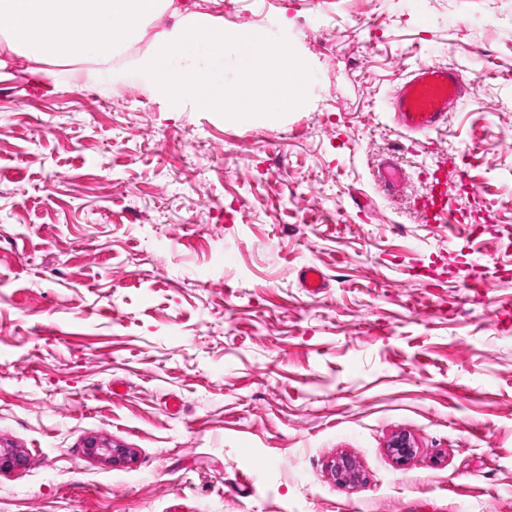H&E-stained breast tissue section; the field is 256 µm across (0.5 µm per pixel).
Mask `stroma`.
<instances>
[{
  "label": "stroma",
  "mask_w": 512,
  "mask_h": 512,
  "mask_svg": "<svg viewBox=\"0 0 512 512\" xmlns=\"http://www.w3.org/2000/svg\"><path fill=\"white\" fill-rule=\"evenodd\" d=\"M175 2L285 37L307 98L234 120L149 36L43 80L0 42V512H512V0ZM423 63L470 85L413 139ZM466 87L467 80L455 68L424 64L406 76L388 106L405 134L427 135L448 122Z\"/></svg>",
  "instance_id": "obj_1"
}]
</instances>
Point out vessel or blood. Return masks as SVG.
Returning <instances> with one entry per match:
<instances>
[{
  "instance_id": "1",
  "label": "vessel or blood",
  "mask_w": 512,
  "mask_h": 512,
  "mask_svg": "<svg viewBox=\"0 0 512 512\" xmlns=\"http://www.w3.org/2000/svg\"><path fill=\"white\" fill-rule=\"evenodd\" d=\"M467 82L456 69L424 64L411 72L388 101L398 126L409 135H426L445 125L466 95Z\"/></svg>"
}]
</instances>
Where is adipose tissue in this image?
Returning <instances> with one entry per match:
<instances>
[{"mask_svg":"<svg viewBox=\"0 0 512 512\" xmlns=\"http://www.w3.org/2000/svg\"><path fill=\"white\" fill-rule=\"evenodd\" d=\"M172 6L173 0H0V17L10 21L0 38L36 64L70 59L83 41L107 63Z\"/></svg>","mask_w":512,"mask_h":512,"instance_id":"obj_1","label":"adipose tissue"}]
</instances>
